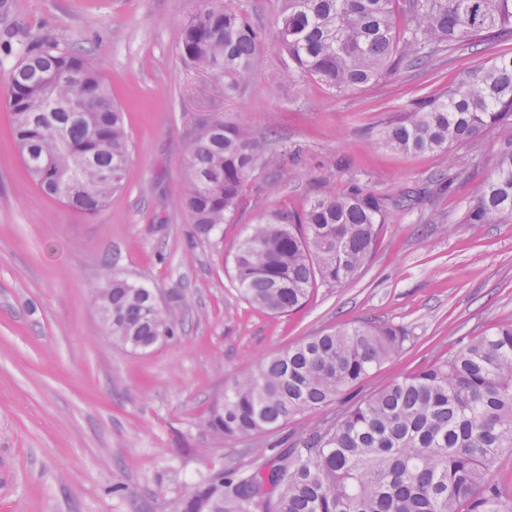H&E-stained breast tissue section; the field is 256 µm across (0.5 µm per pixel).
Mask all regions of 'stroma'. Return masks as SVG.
I'll list each match as a JSON object with an SVG mask.
<instances>
[{"label":"stroma","instance_id":"obj_1","mask_svg":"<svg viewBox=\"0 0 512 512\" xmlns=\"http://www.w3.org/2000/svg\"><path fill=\"white\" fill-rule=\"evenodd\" d=\"M235 4L264 39L256 68L228 93L180 56L200 0H0V512H176L212 470L291 446L512 318V222L469 220L475 184L497 166V132L411 156L375 139L386 116L486 53L453 47L339 91L286 75L280 0ZM36 38L83 48L126 112L125 185L98 213L46 196L14 149L5 74ZM221 115L251 131L267 164L248 176L233 222L204 238L178 193L199 122ZM327 184L417 201L392 212L352 282L319 289L290 314L251 307L232 278L239 244L268 211L302 210ZM107 273L174 308L173 337L144 351L113 341L93 303ZM357 320L404 326L411 340L335 403L273 431L224 439L204 426L263 359Z\"/></svg>","mask_w":512,"mask_h":512}]
</instances>
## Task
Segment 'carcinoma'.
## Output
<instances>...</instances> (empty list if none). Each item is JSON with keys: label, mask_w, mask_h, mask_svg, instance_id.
Wrapping results in <instances>:
<instances>
[{"label": "carcinoma", "mask_w": 512, "mask_h": 512, "mask_svg": "<svg viewBox=\"0 0 512 512\" xmlns=\"http://www.w3.org/2000/svg\"><path fill=\"white\" fill-rule=\"evenodd\" d=\"M202 0L186 25L183 59L232 91L256 67L262 33L232 6ZM404 28H399L397 16ZM512 35V0H283L278 38L287 73L355 90L399 63L426 65L452 45L485 48ZM11 134L46 195L86 214L122 188L130 161L124 112L84 51L41 39L6 74ZM380 142L406 155L444 151L501 131L495 174L476 186L474 224L512 221V52H498L446 89L382 120ZM262 144L222 117L199 124L180 205L197 233L230 223ZM371 193L325 188L300 212L274 210L233 258L243 298L273 314L295 311L367 264L393 209ZM97 309L112 338L139 350L174 335L155 293L107 276ZM412 340L400 325L359 321L323 331L236 380L205 421L246 438L330 405ZM512 451V320L467 337L448 356L392 381L285 450L258 454L182 499L179 512H512V488L492 476Z\"/></svg>", "instance_id": "1"}]
</instances>
